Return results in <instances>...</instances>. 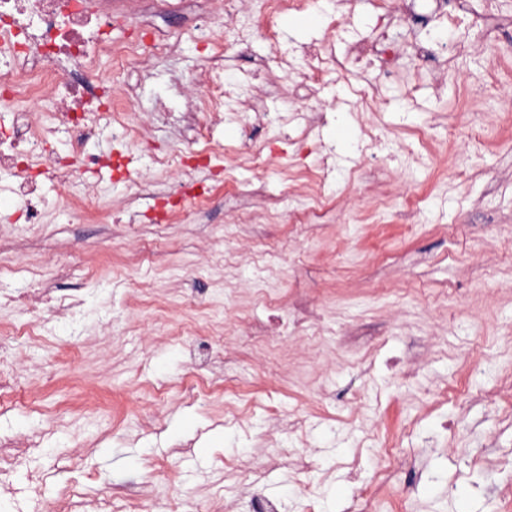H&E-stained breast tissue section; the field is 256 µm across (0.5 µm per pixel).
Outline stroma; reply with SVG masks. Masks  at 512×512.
Masks as SVG:
<instances>
[{
	"instance_id": "35a3bbf8",
	"label": "stroma",
	"mask_w": 512,
	"mask_h": 512,
	"mask_svg": "<svg viewBox=\"0 0 512 512\" xmlns=\"http://www.w3.org/2000/svg\"><path fill=\"white\" fill-rule=\"evenodd\" d=\"M433 9L415 0V20L390 24L380 0H355L364 33L387 23L395 72L336 74L321 97L346 103L304 148L279 136L295 83L266 85L262 118L244 110L268 41L227 52L213 73L227 93L214 151L186 176L210 191L192 223L143 217L171 189L156 157L187 133L179 92L204 65L193 39L147 74H123L137 93L130 118L148 124L140 144L103 129L86 145L127 149L140 183L88 173L44 186L39 224L18 222L0 192V243L16 259L0 276V326L28 318L7 295L37 273L78 304L65 319L42 314L37 335H0V368L22 374L0 399V437H42L14 485L36 473L43 499L77 491L91 503L116 486L112 512L134 500L141 512H205L219 499L252 512L256 486L280 512H345L365 497L373 512H512V401L495 395L512 373V87L486 90L479 49L512 25V0L490 21L473 0L468 27L430 39ZM331 21L287 14L275 30L288 49L323 39ZM454 41L468 52L447 53ZM374 90L387 104L365 111ZM245 121L272 160L244 161L228 180L225 152ZM325 149L336 167L311 224ZM258 182L261 207L244 194ZM64 197L93 219L73 221ZM391 443L401 465L382 456ZM301 450L307 471H253Z\"/></svg>"
}]
</instances>
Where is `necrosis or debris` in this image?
Masks as SVG:
<instances>
[{"label": "necrosis or debris", "mask_w": 512, "mask_h": 512, "mask_svg": "<svg viewBox=\"0 0 512 512\" xmlns=\"http://www.w3.org/2000/svg\"><path fill=\"white\" fill-rule=\"evenodd\" d=\"M159 0H0V183H7L19 200L27 223L37 224L36 205L44 184L68 186L88 170L109 169L123 182L132 181L126 156L85 151L101 121H108L113 138L137 144L147 133L142 123L129 121L136 97L133 86L117 88L101 73V60L119 71L146 72L151 62L170 55L178 39L157 36L133 26L135 15H147ZM177 12L202 15L210 34L209 71L193 79L184 96L189 138L172 159L170 172L182 179L188 158L203 155L204 131L220 120L224 91L211 79L229 50L245 52L251 33L222 40L220 28L230 27L245 0H167ZM124 29L113 38L115 29ZM308 71L299 73L307 99L318 95L322 74L352 63L389 76L395 58L386 33L367 40L348 36L344 56L336 54L335 35L300 48ZM70 135L68 156H58L52 137L56 129Z\"/></svg>", "instance_id": "4bbe7bcc"}]
</instances>
